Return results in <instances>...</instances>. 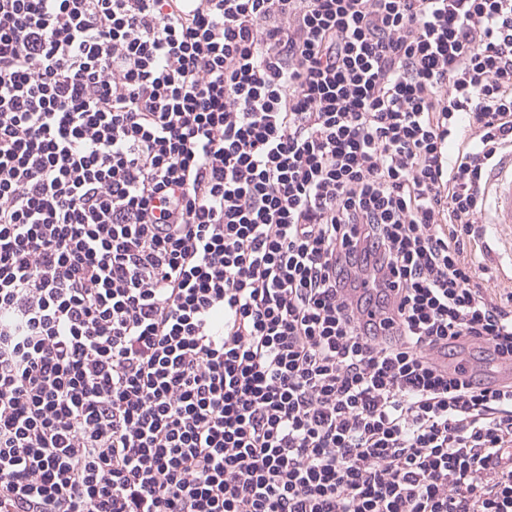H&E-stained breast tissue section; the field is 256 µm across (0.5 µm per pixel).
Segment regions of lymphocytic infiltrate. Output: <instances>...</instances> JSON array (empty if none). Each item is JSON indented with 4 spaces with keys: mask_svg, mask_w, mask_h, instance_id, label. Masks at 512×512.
I'll return each instance as SVG.
<instances>
[{
    "mask_svg": "<svg viewBox=\"0 0 512 512\" xmlns=\"http://www.w3.org/2000/svg\"><path fill=\"white\" fill-rule=\"evenodd\" d=\"M512 0H0V512H512ZM484 200L492 218L483 225L482 236L471 251L476 266L486 269L488 275L497 277L502 287L512 285V256L508 255L507 230L495 224L512 227V150L504 153L486 173ZM511 278V279H510Z\"/></svg>",
    "mask_w": 512,
    "mask_h": 512,
    "instance_id": "1",
    "label": "lymphocytic infiltrate"
}]
</instances>
